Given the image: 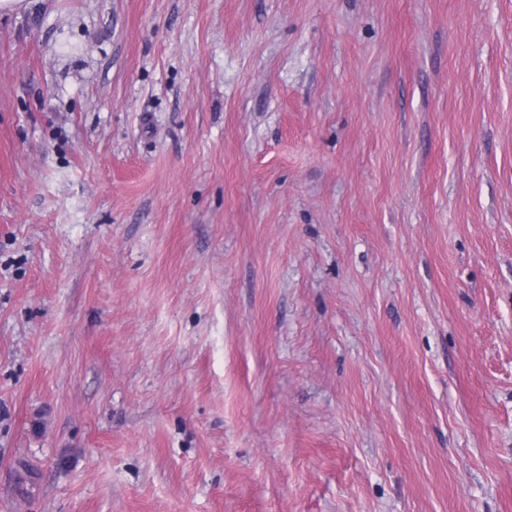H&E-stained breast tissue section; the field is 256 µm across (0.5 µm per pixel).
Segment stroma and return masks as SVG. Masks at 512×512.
Here are the masks:
<instances>
[{"label": "stroma", "instance_id": "35a3bbf8", "mask_svg": "<svg viewBox=\"0 0 512 512\" xmlns=\"http://www.w3.org/2000/svg\"><path fill=\"white\" fill-rule=\"evenodd\" d=\"M0 512H512V0L1 13Z\"/></svg>", "mask_w": 512, "mask_h": 512}]
</instances>
